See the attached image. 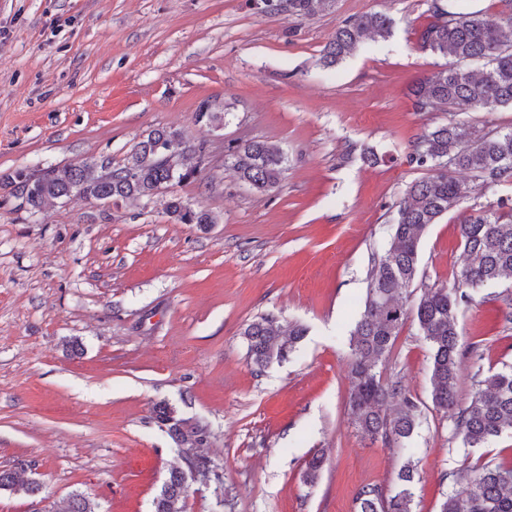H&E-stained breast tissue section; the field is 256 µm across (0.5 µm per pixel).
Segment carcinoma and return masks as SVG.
I'll return each mask as SVG.
<instances>
[{"instance_id":"obj_1","label":"carcinoma","mask_w":512,"mask_h":512,"mask_svg":"<svg viewBox=\"0 0 512 512\" xmlns=\"http://www.w3.org/2000/svg\"><path fill=\"white\" fill-rule=\"evenodd\" d=\"M260 0L267 13L282 11L299 19L313 16L334 0ZM468 0H431V21L420 31L418 48L437 54L446 63L434 74L419 80L409 91L419 112H467L512 107V0H501L505 10L497 14L470 11ZM393 20L376 12L346 20L324 46L320 65L334 67L366 38L385 39ZM203 158L205 142L193 143L183 133L156 129L140 141L116 168L111 163L50 166L30 174H17L11 195L18 206L32 214L54 200L68 198L70 187L77 195L104 202L106 199L152 198L195 178L197 168L176 167L169 152ZM231 165L239 178L253 189L265 192L277 187L285 172L283 152L267 142L253 141L228 148ZM408 162L429 171L410 182L396 204L394 233L389 248L377 254L369 274L364 310L351 333L350 415L358 431L373 442L404 445L417 425V406L402 394L396 383L381 379L380 368L390 356L399 331L414 314L421 336L431 350L432 402L449 416L451 438L462 437L470 447L481 446L506 430H512V366L478 381L470 403L459 405L458 360L464 344L457 327V312L470 296L463 287L481 288L512 275V199L459 224L460 245L466 262L460 283L423 292L413 307H407L418 277V250L427 228L438 222L465 197L466 187L458 175L467 172L484 187L512 184V130L469 137L465 127L449 123L422 134L414 142ZM166 213L180 224H214L211 212L193 208L172 195ZM253 364L264 369L292 354L305 336L298 323L283 325L274 315H264L243 332ZM156 418L168 427L175 443L188 450L205 440L206 429L176 418V410L162 404ZM325 455L315 453L303 472L305 483H317ZM414 461L406 460L398 479L401 487L384 495L374 486L362 488L356 497L357 512H415L412 484ZM453 481L464 485L441 505V512H512V462H487L475 469L451 472ZM0 489L39 493L35 482L24 481L12 469L0 470ZM188 476L182 469L170 472L153 501L154 512H184ZM66 512H97L90 497L72 495Z\"/></svg>"}]
</instances>
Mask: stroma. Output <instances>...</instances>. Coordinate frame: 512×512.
Instances as JSON below:
<instances>
[{"label": "stroma", "mask_w": 512, "mask_h": 512, "mask_svg": "<svg viewBox=\"0 0 512 512\" xmlns=\"http://www.w3.org/2000/svg\"><path fill=\"white\" fill-rule=\"evenodd\" d=\"M429 0H335L298 19L254 0H0V180L48 166L123 165L155 129L205 141L194 180L173 191L217 223L179 224L162 198L103 206L74 198L31 214L0 187V469L26 463L40 493L0 490V512H64L76 493L99 512H153L184 454L155 408L205 425L216 466L185 512H356L366 485L399 487L402 450L352 424L350 332L396 202L425 176L416 138L459 122L512 129V110L418 112L409 85L441 56L416 46ZM381 12L387 40L335 67L317 60L348 18ZM224 109L221 127L198 116ZM262 140L288 162L276 189L239 179L229 146ZM512 197L470 183L419 248L416 292L452 285L458 224ZM512 275L458 312V395L512 364ZM307 332L288 361L257 370L243 335L259 316ZM418 405L408 439L415 512H439L450 474L512 460V431L471 448L432 403L431 352L414 320L382 368ZM327 461L303 481L316 451Z\"/></svg>", "instance_id": "1"}]
</instances>
